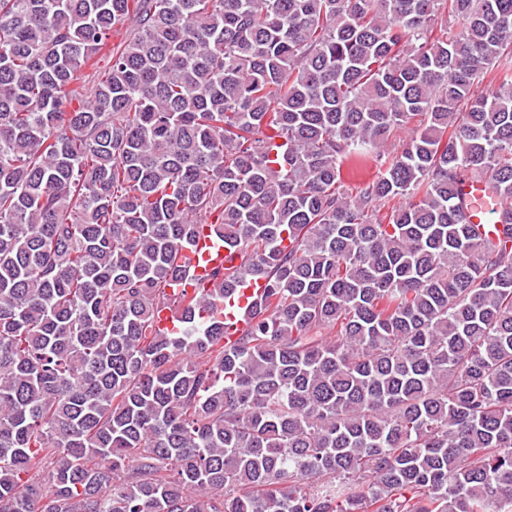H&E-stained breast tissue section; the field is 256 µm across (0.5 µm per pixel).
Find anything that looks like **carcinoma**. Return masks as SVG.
Returning <instances> with one entry per match:
<instances>
[{"mask_svg":"<svg viewBox=\"0 0 512 512\" xmlns=\"http://www.w3.org/2000/svg\"><path fill=\"white\" fill-rule=\"evenodd\" d=\"M0 512H512V0H0ZM483 184L480 182H470L465 187V192L477 200L475 207L471 213V221L476 224H491L490 215L499 207V204L492 205L483 199ZM211 238V232L208 226H205L203 233L197 238V242L194 249L186 252V259L189 268L192 271L191 280L196 281L201 275L204 274L205 267L202 263L207 262L206 268L210 267L214 263L222 262L231 264V256L228 251H224L223 248H218ZM264 289V282L261 280L258 281H251L246 287L241 289L239 292L238 298L236 299V302L231 299L230 305H237V307L240 309L239 319L237 320L235 315L231 312L227 315L226 321L229 323L226 324L225 329L227 330L229 336L228 338L230 340H234L238 336L241 335V333L246 329L247 327V320L249 318V307H250V298H252L255 294H261Z\"/></svg>","mask_w":512,"mask_h":512,"instance_id":"obj_1","label":"carcinoma"}]
</instances>
